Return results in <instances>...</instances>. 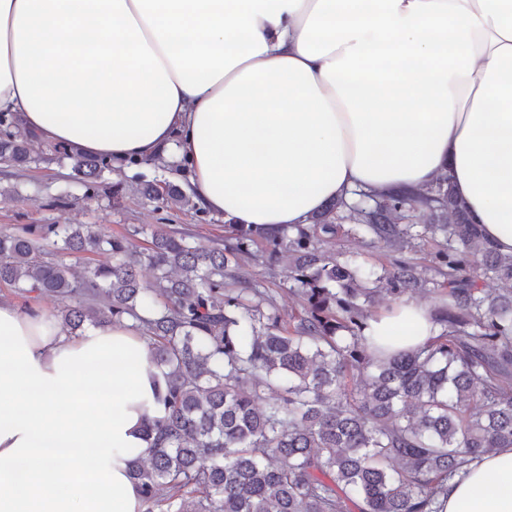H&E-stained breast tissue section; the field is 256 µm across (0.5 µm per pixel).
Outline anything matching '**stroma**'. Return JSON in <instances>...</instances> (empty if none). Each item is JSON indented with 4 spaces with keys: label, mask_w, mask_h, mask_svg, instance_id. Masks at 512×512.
Wrapping results in <instances>:
<instances>
[{
    "label": "stroma",
    "mask_w": 512,
    "mask_h": 512,
    "mask_svg": "<svg viewBox=\"0 0 512 512\" xmlns=\"http://www.w3.org/2000/svg\"><path fill=\"white\" fill-rule=\"evenodd\" d=\"M30 158L21 166L0 164V231L20 224H86L109 234L132 225L168 224L192 233L204 247L224 235V217L199 204L158 207L142 197L143 183L165 181L189 190L188 172L165 168L154 161L112 163L94 186L73 172V153L65 147L30 139ZM335 252L340 259L372 268L395 257L393 247L349 221H342Z\"/></svg>",
    "instance_id": "stroma-1"
}]
</instances>
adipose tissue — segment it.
<instances>
[{
  "instance_id": "adipose-tissue-1",
  "label": "adipose tissue",
  "mask_w": 512,
  "mask_h": 512,
  "mask_svg": "<svg viewBox=\"0 0 512 512\" xmlns=\"http://www.w3.org/2000/svg\"><path fill=\"white\" fill-rule=\"evenodd\" d=\"M113 161L176 153L229 224H307L332 201L445 176L512 254V0H0V113ZM395 349L434 326L371 320ZM165 387L129 322L69 336L0 300V512H143L130 460ZM442 512H512V448Z\"/></svg>"
}]
</instances>
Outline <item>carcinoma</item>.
Segmentation results:
<instances>
[{"label": "carcinoma", "instance_id": "cac0c4a2", "mask_svg": "<svg viewBox=\"0 0 512 512\" xmlns=\"http://www.w3.org/2000/svg\"><path fill=\"white\" fill-rule=\"evenodd\" d=\"M12 126L0 114V163L19 165L29 149ZM109 164L81 156L73 169L89 182ZM141 194L188 203L165 182ZM338 209L400 250L427 235L437 242L448 294L423 345L372 353L365 329L378 299L407 301L427 279L419 263L394 258L367 287L369 274L332 251ZM418 211L435 223H405ZM231 228L210 248L166 224L147 234L84 224L0 233V285L23 308L53 300L70 336L128 320L162 369L164 416L145 425L152 454L129 463L144 512H440L448 481L512 447V255L483 237L448 177L334 201L307 225ZM133 233L145 234L141 244ZM104 251L112 261L91 265ZM245 260L285 263L300 309L281 314L269 289L241 277Z\"/></svg>", "mask_w": 512, "mask_h": 512}]
</instances>
